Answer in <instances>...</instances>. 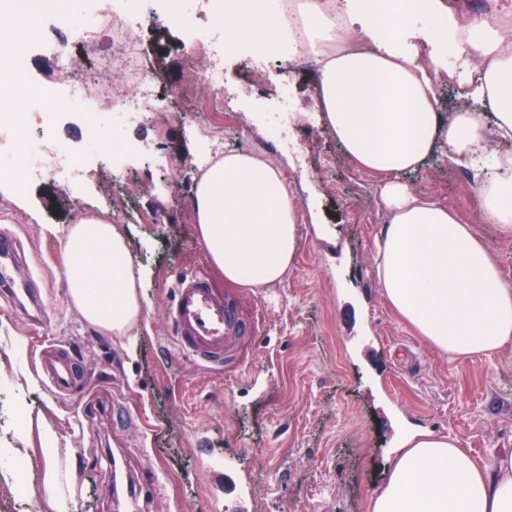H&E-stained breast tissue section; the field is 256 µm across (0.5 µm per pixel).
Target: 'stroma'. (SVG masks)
<instances>
[{"label":"stroma","mask_w":512,"mask_h":512,"mask_svg":"<svg viewBox=\"0 0 512 512\" xmlns=\"http://www.w3.org/2000/svg\"><path fill=\"white\" fill-rule=\"evenodd\" d=\"M182 28L151 31L142 59L164 83L190 64ZM249 57L225 59L239 104L229 122L194 119L193 99L130 125L137 153L126 171L83 133L73 103L46 146L85 168L79 187L44 176L25 193L0 180V234L16 236L39 288L47 326L30 325L0 298V512H128L122 480L142 486L138 512H368L393 450L413 427L456 439L482 466L512 454V345L451 358L416 336L382 298L374 237L386 215L379 177L359 170L318 117L315 71L295 69L294 111L304 156L271 146L274 105L251 86ZM275 162L295 198L299 248L280 282L251 290L225 282L199 242L191 180L213 149ZM407 182L480 226L512 282V238L483 223L471 170L435 154ZM145 273V314L117 339L73 305L61 242L73 220L111 218ZM206 273L263 323L243 343L238 371L216 373L174 359L166 307L174 277ZM51 336L83 354L87 394L57 397L34 369ZM117 398L139 416L116 430L95 398Z\"/></svg>","instance_id":"stroma-1"}]
</instances>
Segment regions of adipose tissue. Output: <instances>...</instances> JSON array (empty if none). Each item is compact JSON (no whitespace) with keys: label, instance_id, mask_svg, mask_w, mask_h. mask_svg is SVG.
Instances as JSON below:
<instances>
[{"label":"adipose tissue","instance_id":"adipose-tissue-1","mask_svg":"<svg viewBox=\"0 0 512 512\" xmlns=\"http://www.w3.org/2000/svg\"><path fill=\"white\" fill-rule=\"evenodd\" d=\"M399 27L384 23L370 0H293L287 22L270 8L245 11L225 31L229 45L300 43L318 68L315 103L325 127L360 169L382 177L386 217L375 238L385 302L415 335L452 358L489 356L512 345V282L475 225L435 198L419 196L401 174L419 170L437 150L465 165L486 154L478 188L484 222L512 237V40L505 27L460 21L443 0H386ZM437 18L441 33L469 46L480 61L463 83L480 111L444 113L434 83L448 70L431 55L417 63L414 41L439 33L413 26ZM494 115L486 125L484 112ZM194 224L208 259L226 282L263 288L286 274L299 245L292 190L279 167L231 151L193 184ZM70 297L85 319L116 338L143 317L145 273L129 257L117 225L87 217L62 241ZM369 512H512V455L479 467L455 439L413 429L394 450Z\"/></svg>","mask_w":512,"mask_h":512}]
</instances>
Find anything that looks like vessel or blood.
Returning a JSON list of instances; mask_svg holds the SVG:
<instances>
[{
    "label": "vessel or blood",
    "instance_id": "b4317fda",
    "mask_svg": "<svg viewBox=\"0 0 512 512\" xmlns=\"http://www.w3.org/2000/svg\"><path fill=\"white\" fill-rule=\"evenodd\" d=\"M24 255L15 237L0 236V295L27 300L33 318H41V298L30 280L18 277ZM173 299L167 318L176 351L195 365L211 370H230L238 365L240 344L258 338V319L245 318L238 298L219 295L205 276L179 273L172 285ZM38 366L51 389L72 395L86 387L80 357L71 347L48 344L38 356Z\"/></svg>",
    "mask_w": 512,
    "mask_h": 512
}]
</instances>
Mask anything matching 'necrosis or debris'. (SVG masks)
Segmentation results:
<instances>
[{
	"label": "necrosis or debris",
	"mask_w": 512,
	"mask_h": 512,
	"mask_svg": "<svg viewBox=\"0 0 512 512\" xmlns=\"http://www.w3.org/2000/svg\"><path fill=\"white\" fill-rule=\"evenodd\" d=\"M121 2L84 0L80 10L58 5L49 12L34 0H25L19 27L7 47L0 50V72L8 75L7 80L0 81V100L27 93V108L38 128L37 133H30L17 113H0V131L11 133L12 150L21 153L24 159L18 189H26L31 177L40 175L46 168H56L73 177L78 174L76 163L67 155L59 152L49 155L44 150V142L56 120L59 98L55 87L33 82L26 68L28 57L38 46L25 30L42 25L45 20H52L68 35L67 44L57 52V61L74 95L80 98L93 95L99 99L98 112L89 118L88 139L105 145L115 160H122L132 150L120 136V129L136 122L142 113L166 109L167 94L155 85L136 51L137 32L152 31L159 19L185 23L184 50L189 58L201 60L207 107L218 112L233 111V96L224 76V55L228 50L224 30L237 17L235 0H139V9L133 15L122 8ZM205 8L212 13V25L201 31L190 20ZM104 33L111 41L110 52L99 59L97 67L80 65L73 48L93 46Z\"/></svg>",
	"instance_id": "4bbe7bcc"
}]
</instances>
